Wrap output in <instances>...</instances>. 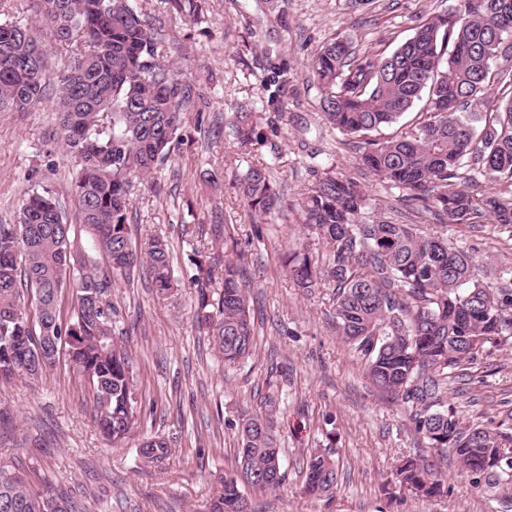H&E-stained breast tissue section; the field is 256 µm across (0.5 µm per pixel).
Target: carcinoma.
<instances>
[{"label":"carcinoma","instance_id":"obj_1","mask_svg":"<svg viewBox=\"0 0 512 512\" xmlns=\"http://www.w3.org/2000/svg\"><path fill=\"white\" fill-rule=\"evenodd\" d=\"M33 22H0V112H29L56 83V134L70 158V198L79 223L48 187L21 200L14 224H0V384L42 381L65 347L66 360L90 386L95 422L115 443L137 428L140 410L132 359L118 337L127 334L112 302L117 279L131 280L147 265L163 294L174 286L168 245L153 236L140 246L131 237L136 182L165 164L184 144L183 112L193 93L167 60L138 0H37ZM183 18L196 20L201 0H168ZM432 17L390 55L356 51L340 39L322 45L310 63L326 122L347 137L391 126L420 101L418 125L401 135L365 141L360 156L381 183L406 192L442 224H493L512 228V196L482 199L458 181H483L512 193V0H457ZM69 51L67 67L52 75L40 35ZM269 98L288 88V69L264 79ZM443 92L448 108L437 111ZM242 146L261 143L247 114L224 122ZM252 223L275 211L294 210L328 246L321 267L308 245L285 256L296 287L306 293L333 288L339 336L365 360L381 391L406 405L413 431L440 453L451 454L471 484L497 496L512 512V463L497 464L512 449V413L495 426L466 423L447 403L449 375L473 363L486 345L512 335V291L489 288L473 257L448 246L418 224L377 218L359 221L370 198L360 185L325 171L309 192L288 201L272 179V164L254 163L239 177ZM212 238L236 254L189 276L198 288L196 319L228 363L249 355L255 322L237 242L223 224ZM220 280L221 289L207 288ZM72 289L68 313L62 312ZM30 298L34 314L24 315ZM265 414L238 416L242 448L236 471L224 476L208 512H242L241 487L276 490L285 480L282 448L267 397ZM168 442L147 437L142 462L160 466ZM306 491L322 496L338 483L335 454L316 448L306 461ZM399 487L426 498L445 493L435 464L417 453L394 473ZM0 512H84L63 490L36 491L25 473L0 466Z\"/></svg>","mask_w":512,"mask_h":512}]
</instances>
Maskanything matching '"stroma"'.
Returning a JSON list of instances; mask_svg holds the SVG:
<instances>
[{"instance_id": "obj_1", "label": "stroma", "mask_w": 512, "mask_h": 512, "mask_svg": "<svg viewBox=\"0 0 512 512\" xmlns=\"http://www.w3.org/2000/svg\"><path fill=\"white\" fill-rule=\"evenodd\" d=\"M455 0H202L199 22L169 14L162 31L169 61L199 94V109L185 115L190 147L133 197L136 241L166 239L179 281L156 294L144 272L134 283L117 281L112 300L130 333L133 373L141 403L136 429L108 443L93 416L89 387L67 364L36 385L18 379L0 386L14 413L0 426V463L74 493L87 512H207L217 476L235 470L241 445V410L259 411L276 394L285 481L276 491L244 486L253 512H497L489 495L474 489L456 463L447 467L448 493L423 498L395 488L402 456L436 459L412 430L405 407L380 393L362 361L336 333L332 290L295 288L281 257L307 231L296 214L272 215L255 225L237 192L244 166L272 163L279 188L295 199L313 187L310 164L356 180L371 197L363 221L445 229L449 244L468 251L492 288L512 289V232L497 224L441 227L403 198L402 190L375 181L362 166L355 141L322 119L320 91L309 63L340 37L359 50L389 55L415 27L453 7ZM287 68L281 100L269 99L262 79L271 66ZM55 93L29 112H0V224L13 223L25 192L67 191L70 162L57 142ZM247 107L264 142L238 147L224 135V117ZM206 123L196 126L197 112ZM279 115L276 128L266 119ZM238 166H225V158ZM227 224L245 254L256 323L248 358L224 363L195 324V291L187 283L193 253H206L205 227ZM448 402L464 421L485 423L512 411V338L487 347L466 375L448 380ZM159 435L172 450L162 467L143 465L139 445ZM331 447L339 457L336 489L313 497L304 491L311 449Z\"/></svg>"}]
</instances>
